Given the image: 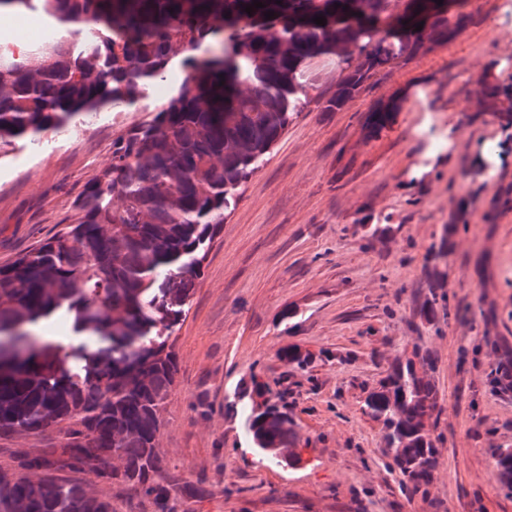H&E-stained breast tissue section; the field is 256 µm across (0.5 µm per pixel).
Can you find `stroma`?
I'll use <instances>...</instances> for the list:
<instances>
[{
	"label": "stroma",
	"mask_w": 512,
	"mask_h": 512,
	"mask_svg": "<svg viewBox=\"0 0 512 512\" xmlns=\"http://www.w3.org/2000/svg\"><path fill=\"white\" fill-rule=\"evenodd\" d=\"M473 10L452 43L382 72L341 111L324 109L335 58L306 68L307 107L239 188L171 333L178 373L156 450L168 476L201 489L178 512H512L494 476L495 449L512 446V390L488 384L512 350V210L483 220L495 191L512 187V141L475 92L489 64L512 80V10ZM180 81L153 85L137 111L101 110L0 160V266L76 220L113 141ZM398 96L391 125L370 132L372 107ZM434 133L455 150H431ZM490 140L504 161L472 178ZM433 292L450 312L426 319ZM290 346L310 355L307 368L281 360ZM424 355L441 440L430 483L410 495L363 404L394 365ZM255 377L286 396L293 437L273 454L253 450L245 425ZM296 451L304 462L287 467Z\"/></svg>",
	"instance_id": "obj_1"
}]
</instances>
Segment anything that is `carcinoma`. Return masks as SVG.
<instances>
[{
    "label": "carcinoma",
    "instance_id": "cac0c4a2",
    "mask_svg": "<svg viewBox=\"0 0 512 512\" xmlns=\"http://www.w3.org/2000/svg\"><path fill=\"white\" fill-rule=\"evenodd\" d=\"M252 2L0 0V18L28 10L58 24L38 43L0 48V158L80 115L131 109L178 56L211 45L184 58L185 76L152 120L112 143L101 177L75 203L77 221L0 267V439L61 434L36 452L9 449L0 512H113L111 500L88 493L85 475L142 496L154 512H175L185 487L162 475L156 451L177 373L170 334L240 184L303 111L305 68L336 57L344 76L324 107L336 112L386 69L455 40L473 18L466 0H260L249 15ZM478 93L491 106L507 103L499 118L512 128V81L489 69ZM401 109L398 98L380 102L370 130ZM508 209L512 193H495L485 223ZM57 312L67 330L105 344L39 343L31 327ZM251 400L246 426L264 452L281 442L280 410L257 380ZM439 409L437 390L411 364L392 368L364 401L412 494L436 467L426 419ZM495 475L512 490L511 446L496 450Z\"/></svg>",
    "mask_w": 512,
    "mask_h": 512
}]
</instances>
